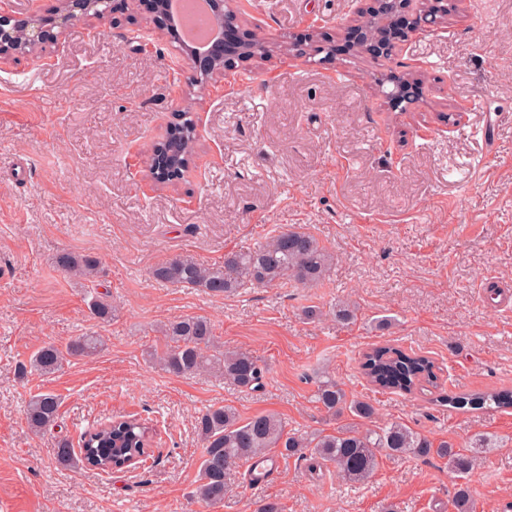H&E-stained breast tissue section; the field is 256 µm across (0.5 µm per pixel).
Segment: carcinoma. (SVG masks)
I'll use <instances>...</instances> for the list:
<instances>
[{"label": "carcinoma", "instance_id": "cac0c4a2", "mask_svg": "<svg viewBox=\"0 0 512 512\" xmlns=\"http://www.w3.org/2000/svg\"><path fill=\"white\" fill-rule=\"evenodd\" d=\"M54 264L62 272L90 283L100 273L97 258L74 251L56 253ZM332 265V254L311 234L297 229H276L252 248L225 254L224 262L219 265L205 266L189 256H176L158 264L153 277L176 287L228 296L257 286L288 283L316 286L323 282ZM89 309L102 321L112 319V302L106 294L91 292ZM163 335L166 348L156 356L162 370L175 375L210 371L243 391L262 387L264 368L258 358L249 351L222 350L216 345L207 318L188 316L170 321L164 326ZM103 347L104 341L99 336H78L63 348L55 344L41 347L31 357L29 366L40 376L52 375L62 367L66 356H92ZM361 369L373 386L391 393L412 394L427 386H438V366L431 357L393 345L375 346L364 353ZM314 398L333 414L347 409L361 419L374 415L370 403L347 401L345 391L333 380L321 382ZM447 402L460 410L466 407L479 410L490 404L511 409L512 389L455 394L448 396ZM59 409L60 400L52 393L32 396L26 410L30 428L41 431L54 426ZM195 431L203 451L194 497L208 507L224 501L232 485L234 465L262 458L277 448L288 457L334 464L344 480L351 483L370 478L382 456H437L448 460L450 472L461 479L452 497L455 512H475L468 482L482 455L494 447L482 435L473 438L466 448H457L451 442L436 445L400 422L376 429L340 427L330 434L302 435L285 431L283 422L273 414H260L243 421L235 409L226 405H213L199 413ZM151 438L152 428L146 421L131 416L113 419L84 433L78 452L67 440H61L55 449L56 460L64 467L81 464L104 472L122 469L134 458L149 456Z\"/></svg>", "mask_w": 512, "mask_h": 512}]
</instances>
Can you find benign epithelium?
Instances as JSON below:
<instances>
[{"label": "benign epithelium", "instance_id": "1", "mask_svg": "<svg viewBox=\"0 0 512 512\" xmlns=\"http://www.w3.org/2000/svg\"><path fill=\"white\" fill-rule=\"evenodd\" d=\"M153 23L163 34L174 30L168 0H142ZM211 11L220 21L218 33L203 51L187 54L194 73L216 78L224 75V61H271L281 56H307L306 42L269 38L243 26L235 0H210ZM353 19L346 33L355 34L353 54L391 59L401 43L448 21L466 0H351ZM113 14V0H37L35 8L23 13L0 9V58L42 57L45 44L61 39L67 25L87 17L105 20ZM58 28L56 33L46 25ZM425 73L421 68L399 64L376 82L379 92L402 111L423 100Z\"/></svg>", "mask_w": 512, "mask_h": 512}]
</instances>
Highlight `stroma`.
<instances>
[{
	"label": "stroma",
	"instance_id": "1",
	"mask_svg": "<svg viewBox=\"0 0 512 512\" xmlns=\"http://www.w3.org/2000/svg\"><path fill=\"white\" fill-rule=\"evenodd\" d=\"M248 28L335 45L275 63L254 61L192 85L178 44L144 6L116 0L113 20L74 22L52 62L0 60V512H455L446 460L380 458L362 483L334 465L274 455L269 478L234 468L223 502L193 497L202 442L199 412L233 406L240 419L272 413L287 431L331 433L398 421L434 442L498 446L469 485L476 512L512 502V409L458 410L447 394L512 388V0H470L468 11L414 36L399 61L421 67L430 94L399 112L376 92L377 59L344 51L349 0H236ZM95 37H88V27ZM175 109L202 118L196 161L174 186L145 176ZM313 235L335 257L314 288L256 287L222 298L156 281L153 268L189 255L203 265L264 240L273 229ZM61 249L98 258L94 286L53 264ZM115 313L91 315L88 289ZM355 304L344 323L336 305ZM316 306L319 320L304 319ZM207 317L225 348L266 366L263 386L241 392L208 373L176 376L149 357L160 328ZM389 318L377 328L375 319ZM103 337L51 376L27 371L42 345ZM391 344L432 357L439 384L411 395L371 386L366 350ZM333 379L370 402L360 419L314 399ZM62 405L36 434L30 395ZM153 428L145 464L112 472L60 466V438L121 415Z\"/></svg>",
	"mask_w": 512,
	"mask_h": 512
}]
</instances>
